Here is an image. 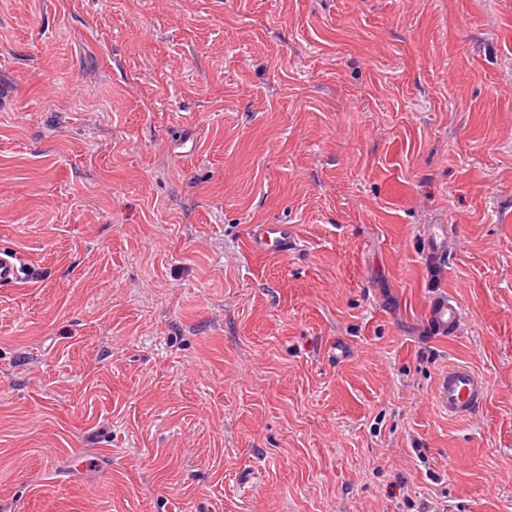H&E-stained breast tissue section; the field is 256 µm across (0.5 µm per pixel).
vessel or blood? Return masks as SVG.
<instances>
[{"label": "vessel or blood", "instance_id": "vessel-or-blood-1", "mask_svg": "<svg viewBox=\"0 0 512 512\" xmlns=\"http://www.w3.org/2000/svg\"><path fill=\"white\" fill-rule=\"evenodd\" d=\"M249 246L258 254H281L291 251L296 239L287 224H259L249 232ZM22 264L10 251H0V287L14 286L21 278ZM431 328L439 334H454L458 322L456 308L447 298L433 301L429 309ZM488 386L480 374L468 365H452L443 372L436 383L434 403L444 414L453 418L474 413L485 402Z\"/></svg>", "mask_w": 512, "mask_h": 512}]
</instances>
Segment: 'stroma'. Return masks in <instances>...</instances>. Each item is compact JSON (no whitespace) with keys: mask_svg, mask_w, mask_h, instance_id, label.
<instances>
[{"mask_svg":"<svg viewBox=\"0 0 512 512\" xmlns=\"http://www.w3.org/2000/svg\"><path fill=\"white\" fill-rule=\"evenodd\" d=\"M2 249L0 512H512V0H0ZM249 246L258 254L285 255L296 245L293 229L288 224H259L250 229ZM22 264L11 251H0V287H13L21 278ZM429 322L436 333L452 335L458 322L457 309L448 302V298H438L429 309ZM488 386L480 374L469 365H452L436 383L434 403L449 417H466L486 401Z\"/></svg>","mask_w":512,"mask_h":512,"instance_id":"1","label":"stroma"}]
</instances>
